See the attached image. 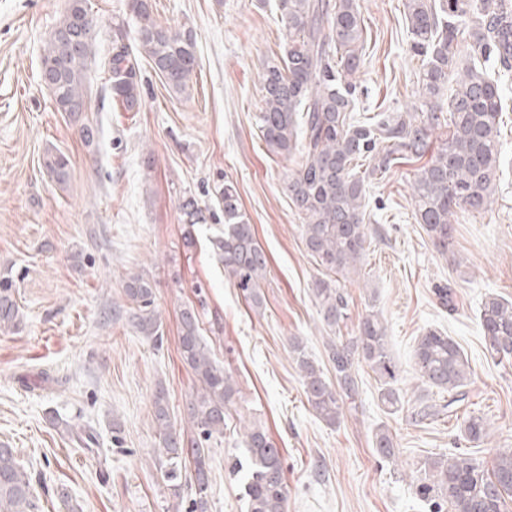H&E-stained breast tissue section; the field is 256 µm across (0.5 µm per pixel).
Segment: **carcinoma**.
I'll return each instance as SVG.
<instances>
[{"mask_svg": "<svg viewBox=\"0 0 512 512\" xmlns=\"http://www.w3.org/2000/svg\"><path fill=\"white\" fill-rule=\"evenodd\" d=\"M134 42L117 34L112 56L105 62L112 98L127 112L142 105L136 55L144 56L168 89L187 95L196 70L195 40L189 30L160 25L150 0H129ZM286 30L282 53L262 66V99L256 122L270 152L301 161L286 177V190L302 219L307 251L323 272L312 292L321 323L331 333L327 343L328 377L296 338L291 350L302 377L304 394L316 415L335 425L346 399L359 393L358 370L365 364L379 383V397L391 410L402 404L396 388L398 372L387 348L380 313L363 315L356 333L341 336L349 318V298L340 279L358 270L370 227L365 224L366 184L384 179L391 169L408 161L429 160L416 169L411 182L414 217L434 248L453 252L452 217L460 211L491 208L502 144L500 115L503 90L499 80L512 74V9L505 0H405L411 50L422 58L417 85L419 105L412 112H378L362 120L355 114L357 74L364 62L363 24L357 0H279ZM98 19L89 0H69L54 26L40 58V69L51 79L43 82L59 112H85L90 102V65L96 57ZM469 50L468 64L458 67L460 46ZM455 78L444 99L448 78ZM446 127L448 138L430 153L433 132ZM47 174L59 185L69 179V161L49 151L43 159ZM224 211V235L212 249L224 274L254 309L262 306L261 283L268 258L242 212L238 192L230 182L216 188ZM127 307L118 310L136 333L157 345L161 322L155 310L152 282L139 273L122 285ZM13 281L0 279V332L19 330L22 313ZM479 321L485 348L492 358L512 361V301L491 294L481 303ZM180 355L198 387L187 404L194 436L173 431L166 392L155 389L153 422L161 438L158 466L174 491L182 469L193 466L194 492L190 512H208L209 448L224 436L236 417L241 390L232 374L213 358L201 335L194 307L180 311ZM415 364L421 381L448 394L442 408L453 416L469 402L468 360L450 336L430 329L419 337ZM440 410L419 405L409 411L416 423L429 421ZM72 441L91 450L97 437L89 428H75L59 416ZM244 460L233 472L243 473L248 512H287L288 488L277 448L258 422L238 426ZM463 438L473 444L488 436L486 420L464 416ZM377 456L395 459L389 431L373 439ZM417 493L432 512H506L512 502V450L499 454L487 469L465 452L436 458L424 468ZM0 512H43L33 491L31 473L21 466L15 449L0 445Z\"/></svg>", "mask_w": 512, "mask_h": 512, "instance_id": "carcinoma-1", "label": "carcinoma"}]
</instances>
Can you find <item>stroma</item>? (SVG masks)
Segmentation results:
<instances>
[{
	"mask_svg": "<svg viewBox=\"0 0 512 512\" xmlns=\"http://www.w3.org/2000/svg\"><path fill=\"white\" fill-rule=\"evenodd\" d=\"M98 17L100 56L128 22V0H90ZM366 55L357 76L356 110L412 111L416 74L404 17L405 0H358ZM67 0H0V277L13 279L23 314L19 331L0 334V444L16 448L30 471L44 512H67V489L82 512H190L192 470L172 491L158 467L160 440L152 420L156 385L167 392L171 420L192 437L186 404L195 379L179 353V316L194 306L214 358L242 394L243 420L267 429L283 456L287 512H429L415 494L424 462L469 449L491 466L512 448V363L487 354L477 310L491 293L512 298V80L502 113V152L495 203L458 213L454 257L439 254L416 224L410 181L416 163L395 165L367 187L373 230L360 269L341 282L350 299L343 335L369 310L381 312L399 373L404 410L378 397L374 373L360 366L355 401L330 426L309 407L290 351L301 339L325 361L327 333L312 287L319 276L302 238V220L284 188L295 159L270 153L256 125L264 60L285 38L278 0H152L157 21L191 29L197 67L189 94L169 92L141 61L143 103L127 112L105 90L107 72L93 65L92 93L80 119L56 111L40 81V56ZM99 128L95 146L81 141V123ZM64 153L70 178L60 186L43 168L46 152ZM232 181L242 210L268 256L264 299L253 309L225 277L211 241L224 231L216 184ZM202 212L190 223L181 207ZM195 245H184L185 236ZM155 288L163 342L138 336L115 309L124 305L127 274ZM451 284L456 309L434 296ZM452 336L472 369L471 412L486 418L489 436L468 447L460 422L440 416L413 424L406 410L438 404L422 384L413 350L427 329ZM47 372V390L22 387L19 376ZM90 427L98 454L76 448L51 415ZM386 428L396 460L380 461L372 439ZM242 451L233 436L210 446L209 512H247L239 477Z\"/></svg>",
	"mask_w": 512,
	"mask_h": 512,
	"instance_id": "obj_1",
	"label": "stroma"
}]
</instances>
